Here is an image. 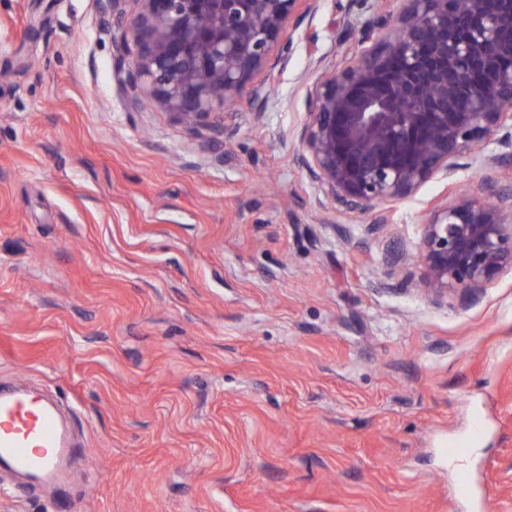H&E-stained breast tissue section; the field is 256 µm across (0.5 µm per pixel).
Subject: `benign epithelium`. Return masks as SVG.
<instances>
[{"label": "benign epithelium", "instance_id": "7a95c632", "mask_svg": "<svg viewBox=\"0 0 512 512\" xmlns=\"http://www.w3.org/2000/svg\"><path fill=\"white\" fill-rule=\"evenodd\" d=\"M126 31L128 79L195 127L250 89L314 0H144ZM361 33L365 48L312 93L301 161L342 215L387 223L391 203L446 178L465 156L478 167L512 162V0H400ZM502 152H476L481 141ZM428 297L476 299L512 272V189L482 183L424 225L418 256Z\"/></svg>", "mask_w": 512, "mask_h": 512}]
</instances>
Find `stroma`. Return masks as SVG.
<instances>
[{
	"label": "stroma",
	"instance_id": "35a3bbf8",
	"mask_svg": "<svg viewBox=\"0 0 512 512\" xmlns=\"http://www.w3.org/2000/svg\"><path fill=\"white\" fill-rule=\"evenodd\" d=\"M377 0H316L227 123L125 81L98 0H0V385L70 414L67 512H512V273L433 303L423 226L337 217L299 135ZM57 493L0 472V512Z\"/></svg>",
	"mask_w": 512,
	"mask_h": 512
}]
</instances>
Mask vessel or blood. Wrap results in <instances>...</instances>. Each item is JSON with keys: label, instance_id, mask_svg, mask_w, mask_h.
<instances>
[{"label": "vessel or blood", "instance_id": "1", "mask_svg": "<svg viewBox=\"0 0 512 512\" xmlns=\"http://www.w3.org/2000/svg\"><path fill=\"white\" fill-rule=\"evenodd\" d=\"M70 452L53 404L25 392L0 393V463L57 482Z\"/></svg>", "mask_w": 512, "mask_h": 512}]
</instances>
